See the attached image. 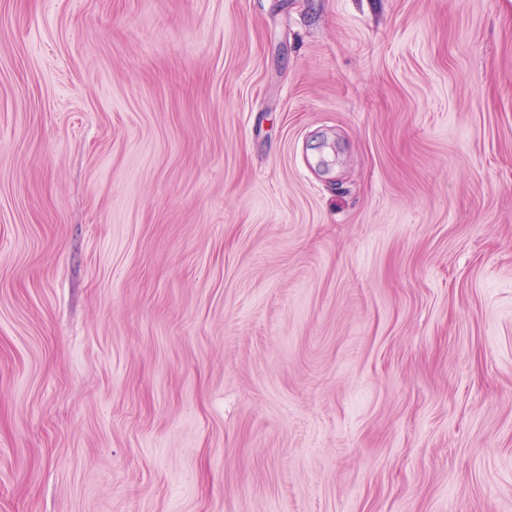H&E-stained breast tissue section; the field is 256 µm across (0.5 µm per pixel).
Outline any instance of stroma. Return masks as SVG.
<instances>
[{
    "mask_svg": "<svg viewBox=\"0 0 512 512\" xmlns=\"http://www.w3.org/2000/svg\"><path fill=\"white\" fill-rule=\"evenodd\" d=\"M0 512H512V0H0Z\"/></svg>",
    "mask_w": 512,
    "mask_h": 512,
    "instance_id": "1",
    "label": "stroma"
}]
</instances>
